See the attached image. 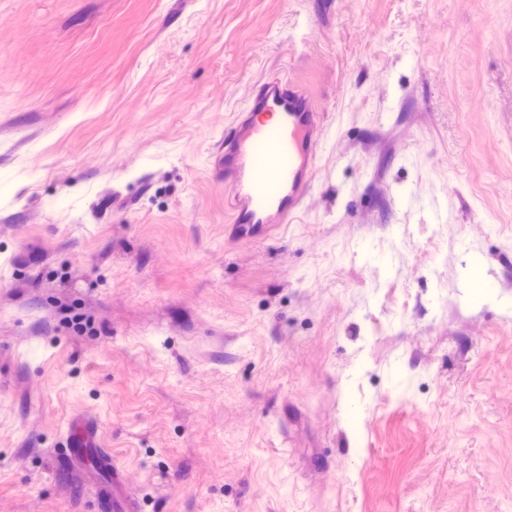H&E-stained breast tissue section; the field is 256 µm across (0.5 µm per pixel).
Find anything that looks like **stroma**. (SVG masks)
Returning a JSON list of instances; mask_svg holds the SVG:
<instances>
[{
    "label": "stroma",
    "instance_id": "35a3bbf8",
    "mask_svg": "<svg viewBox=\"0 0 512 512\" xmlns=\"http://www.w3.org/2000/svg\"><path fill=\"white\" fill-rule=\"evenodd\" d=\"M272 73L325 135L242 240ZM0 171V512H512V0H0ZM264 112H278L279 120L259 123ZM323 128V114L301 84L272 76L256 86L217 148L239 237L265 238L276 224H288L311 186ZM96 429V425L89 420L78 418L68 436L72 442L71 446L77 448L95 446Z\"/></svg>",
    "mask_w": 512,
    "mask_h": 512
}]
</instances>
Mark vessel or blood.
I'll return each mask as SVG.
<instances>
[{"label": "vessel or blood", "mask_w": 512, "mask_h": 512, "mask_svg": "<svg viewBox=\"0 0 512 512\" xmlns=\"http://www.w3.org/2000/svg\"><path fill=\"white\" fill-rule=\"evenodd\" d=\"M265 112L278 113V121L259 123ZM322 136L323 115L305 87L279 76L256 86L217 148L228 187L225 205L239 237H265L299 209L311 186ZM95 436V425L82 418L69 434L77 448L92 446Z\"/></svg>", "instance_id": "b4317fda"}]
</instances>
